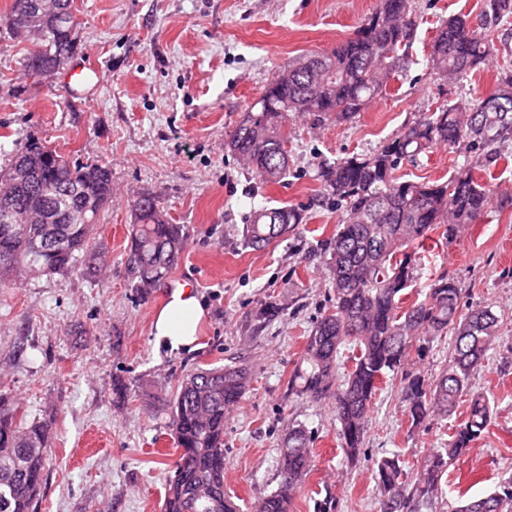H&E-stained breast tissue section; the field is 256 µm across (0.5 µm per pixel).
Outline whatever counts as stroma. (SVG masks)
Instances as JSON below:
<instances>
[{
    "label": "stroma",
    "mask_w": 512,
    "mask_h": 512,
    "mask_svg": "<svg viewBox=\"0 0 512 512\" xmlns=\"http://www.w3.org/2000/svg\"><path fill=\"white\" fill-rule=\"evenodd\" d=\"M0 0V165L27 139L48 141L77 162L112 170L115 198L101 215L105 244L98 276L81 269L25 278L0 293V396L27 419L48 420L54 438L40 512H162L166 480L179 452L171 436L177 379L234 361L249 385L224 423V491L240 512L278 487V450L289 424L315 436V467L291 512H380L373 466L398 456L414 471L464 420L466 403L447 419L410 433L394 383L373 401L365 453L343 460L331 399L288 392L305 338L329 305L322 240L342 216L325 198L320 167L375 151L439 104L489 93L512 63V28L492 31L495 52L458 81L430 72L428 45L452 15L484 22L483 0H416L417 30L406 76L352 122L306 114L288 122L290 173L263 184L224 140L280 72L311 52H328L374 11L377 0H74L80 45L71 64L91 65L85 83L63 73L27 78V44L13 39ZM471 157L436 146L400 173L443 182ZM497 191L487 217L453 243L428 242L417 289L442 272L455 275L463 308L492 307L503 318L501 343L473 373L471 390L489 396L494 415L472 449L452 460L442 499L479 498L512 476V167L493 171ZM157 197L186 236L181 258L148 298L131 286L126 265L130 204ZM265 206L303 208L298 235L254 250L243 242L246 216ZM188 286L207 318L192 351L156 347L155 312ZM277 316L265 317L268 306ZM128 388L125 400L113 381Z\"/></svg>",
    "instance_id": "35a3bbf8"
}]
</instances>
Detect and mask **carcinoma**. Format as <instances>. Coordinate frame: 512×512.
Instances as JSON below:
<instances>
[{"instance_id": "1", "label": "carcinoma", "mask_w": 512, "mask_h": 512, "mask_svg": "<svg viewBox=\"0 0 512 512\" xmlns=\"http://www.w3.org/2000/svg\"><path fill=\"white\" fill-rule=\"evenodd\" d=\"M73 0H14L8 26L31 47L24 71L30 78L58 71L80 43ZM483 15L494 25L512 24V0H484ZM415 32V0H378L354 33L329 53H314L264 87L229 138L225 149L266 183L288 177V120L311 113L317 121H352L405 69L406 48ZM495 51L486 29L463 17L437 28L426 66L443 78L462 79L483 68ZM512 139V69L495 76V87L466 103H443L425 112L369 155H353L322 167L325 191L343 220L325 241L330 255L331 305L314 322L288 380V394L330 398L347 464L364 454L373 399L391 374L400 376L399 400L409 432L434 417H447L468 395L464 421L448 443L436 449L404 479L399 460L374 463L381 512H437L435 499L449 461L461 455L488 428L492 409L483 394L468 393L471 372L496 349L500 316L489 307L459 313L464 288L440 273L429 288L404 304L418 276L419 250L441 228L448 242L481 218L492 188L463 166L443 183L396 176L406 160L428 154L438 144L465 146L481 167L509 156L499 151ZM0 186L11 187L14 221L0 215V288L22 277L64 273L85 260L97 273L103 247L93 234L112 200V172L102 163L76 164L38 140H29L0 170ZM128 266L137 291L147 296L167 278L183 251V226L169 222L155 196L131 203ZM305 221L290 206L249 214L243 236L262 248L294 232ZM450 337L451 348L436 374L408 368L411 351L423 357L434 343ZM352 366L338 379L342 350ZM248 373L238 365L197 369L178 379L171 399L170 429L180 455L173 463L162 512H239L224 494V420L242 398ZM51 424L22 426L0 397V512H38ZM312 432L288 427L279 449V487L257 512H290L314 467ZM448 512H512V478L488 495L459 501Z\"/></svg>"}]
</instances>
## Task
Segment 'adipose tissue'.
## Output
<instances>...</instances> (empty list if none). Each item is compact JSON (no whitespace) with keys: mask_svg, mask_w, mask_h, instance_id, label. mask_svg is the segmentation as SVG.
Here are the masks:
<instances>
[{"mask_svg":"<svg viewBox=\"0 0 512 512\" xmlns=\"http://www.w3.org/2000/svg\"><path fill=\"white\" fill-rule=\"evenodd\" d=\"M205 316V306L193 290H174L152 320L156 346L172 351L194 350L198 327Z\"/></svg>","mask_w":512,"mask_h":512,"instance_id":"obj_1","label":"adipose tissue"}]
</instances>
